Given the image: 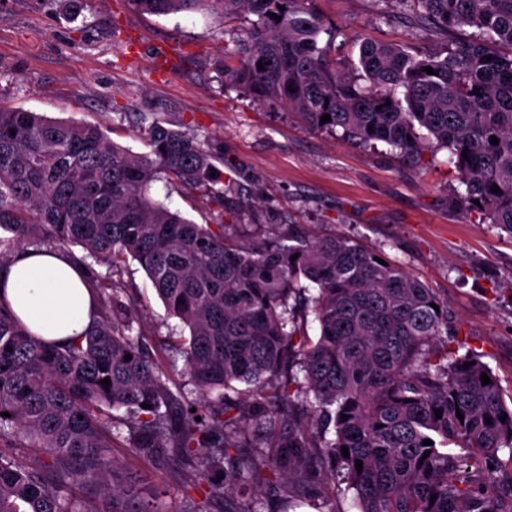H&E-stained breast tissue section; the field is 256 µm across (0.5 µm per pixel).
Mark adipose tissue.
Here are the masks:
<instances>
[{"mask_svg": "<svg viewBox=\"0 0 512 512\" xmlns=\"http://www.w3.org/2000/svg\"><path fill=\"white\" fill-rule=\"evenodd\" d=\"M93 291L71 259L59 251H19L0 269V301L32 336L63 345L94 325Z\"/></svg>", "mask_w": 512, "mask_h": 512, "instance_id": "obj_1", "label": "adipose tissue"}]
</instances>
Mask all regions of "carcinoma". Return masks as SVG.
<instances>
[{
    "instance_id": "carcinoma-1",
    "label": "carcinoma",
    "mask_w": 512,
    "mask_h": 512,
    "mask_svg": "<svg viewBox=\"0 0 512 512\" xmlns=\"http://www.w3.org/2000/svg\"><path fill=\"white\" fill-rule=\"evenodd\" d=\"M314 2L124 0L140 15L241 16L215 61L224 82L418 167L434 162L426 153L447 150L465 206L512 233V0H398L414 33L435 30L447 49L364 39V85L342 73L332 56L338 31ZM324 114L331 121L322 124ZM140 124L147 151L134 153L98 125L0 106V229L13 233L0 238V267L19 246H78L91 279L93 261L137 262L189 329L184 357L196 386L220 393L180 403L162 358L131 335L123 288L98 289L93 329L62 346L35 340L0 304V512H165L116 477L110 409L125 412L132 447L203 478L236 461L234 478L209 481L225 512H271L263 486L312 512H338L336 498L351 490L355 512H512V489L476 486L500 456L512 461V406L473 353L435 357L448 311L431 307V289L345 236L291 228L286 238L238 244L224 224L222 158L146 114ZM163 176L204 190L221 208L217 223L195 224L153 199ZM305 282L316 295H306ZM484 373L491 383L482 384ZM294 399L323 418V429ZM9 448L43 457L23 462ZM73 480L97 486L98 501L72 497ZM239 487L250 495L245 511L232 500Z\"/></svg>"
}]
</instances>
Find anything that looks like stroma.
<instances>
[{"mask_svg":"<svg viewBox=\"0 0 512 512\" xmlns=\"http://www.w3.org/2000/svg\"><path fill=\"white\" fill-rule=\"evenodd\" d=\"M345 35L336 49L349 73L359 66L360 37L407 44L411 30L393 22L396 0H315ZM239 25L205 12L139 15L117 0H85L78 14L59 0H0V104L52 119L95 124L133 152L145 145L139 116L194 133L224 159L234 188L224 208L203 191L156 183L157 196L198 224L224 219L242 244L295 227L313 237L343 235L401 263L448 310V351L474 350L512 401V236L467 212L446 151L424 169L387 147L369 149L337 133L303 125L282 108L221 88L214 60ZM177 50L173 72L155 69L162 49ZM100 281L125 289L133 332L163 355L174 394H201L185 368L187 327L168 315L135 261L121 270L96 264ZM112 458L129 485L160 492L168 512H224L206 480L174 460L117 442Z\"/></svg>","mask_w":512,"mask_h":512,"instance_id":"1","label":"stroma"}]
</instances>
